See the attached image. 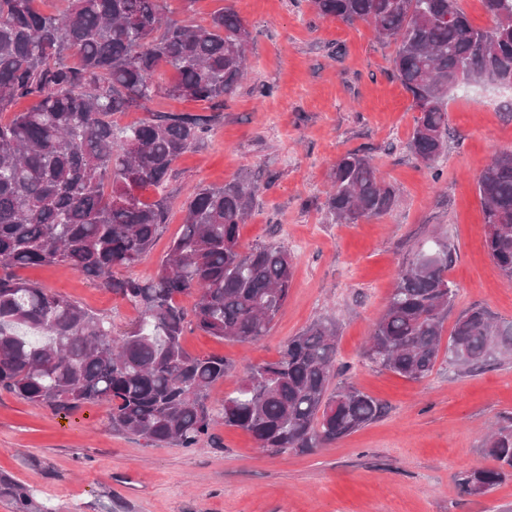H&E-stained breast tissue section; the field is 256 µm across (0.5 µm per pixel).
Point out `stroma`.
I'll use <instances>...</instances> for the list:
<instances>
[{
  "instance_id": "1",
  "label": "stroma",
  "mask_w": 512,
  "mask_h": 512,
  "mask_svg": "<svg viewBox=\"0 0 512 512\" xmlns=\"http://www.w3.org/2000/svg\"><path fill=\"white\" fill-rule=\"evenodd\" d=\"M233 9L251 31L249 76L222 109L156 98L154 112L208 115L204 144L183 154L169 182L167 226L134 272L152 274L182 229L196 187L238 177L261 186L240 227V244L280 245L293 259L288 300L254 343L188 327L185 349L220 354L236 369L212 390L223 399L246 366L277 359L314 321L339 325L338 381L380 400L382 416L324 448L275 455L242 429L217 425L196 448L147 446L114 433L110 405L62 413L0 392V512H512V476L486 498L465 494L460 474L492 469L490 428L512 423V360L480 372L436 364L413 381L370 365L366 340L383 313L402 262L431 238L454 247L455 310L479 304L512 318V285L482 247L476 182L495 154L512 151V93L472 88L448 102V150L440 180L408 149L411 98L390 76L393 44L364 22L318 17L309 0H197L202 23ZM274 88L257 94L260 85ZM363 149L402 202L382 218L328 224L329 173ZM18 276L130 328L136 310L62 265ZM32 492L19 507L12 490Z\"/></svg>"
}]
</instances>
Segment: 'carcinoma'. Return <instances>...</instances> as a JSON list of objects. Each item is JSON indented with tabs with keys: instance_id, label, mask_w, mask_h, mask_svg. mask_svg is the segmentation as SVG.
<instances>
[{
	"instance_id": "cac0c4a2",
	"label": "carcinoma",
	"mask_w": 512,
	"mask_h": 512,
	"mask_svg": "<svg viewBox=\"0 0 512 512\" xmlns=\"http://www.w3.org/2000/svg\"><path fill=\"white\" fill-rule=\"evenodd\" d=\"M322 18L371 25L396 46L391 77L418 116L409 149L440 178L448 144V97L493 73L512 79V0H482L492 19L474 26L460 0H311ZM33 0H0V112L32 99L0 121V391L56 411L111 404L110 424L150 446L196 448L214 424L248 432L268 453L324 448L380 417V403L336 373L333 322H313L273 361L247 369L219 405L211 390L235 370L218 355L190 354L187 325L221 340L253 343L286 303L293 261L283 247L242 250L239 229L260 186L236 178L202 186L186 202L181 234L147 277L137 265L166 225L167 198H140L164 187L174 164L204 143L201 115L148 111L164 94L220 109L246 74L247 27L230 8L205 25L168 16V0H66L44 14ZM177 80L165 85L159 70ZM143 110L127 125L118 112ZM325 217L355 224L399 203L370 155L348 152L330 170ZM483 248L512 282V153L494 155L477 179ZM65 264L130 303L134 327L112 322L12 270ZM450 246L435 241L399 268L395 288L369 339L370 363L419 381L441 360L467 372L512 359V320L483 306L459 313L448 342L455 297ZM196 291L191 310L176 296ZM498 463L461 475L475 496L512 473V426L484 442Z\"/></svg>"
}]
</instances>
